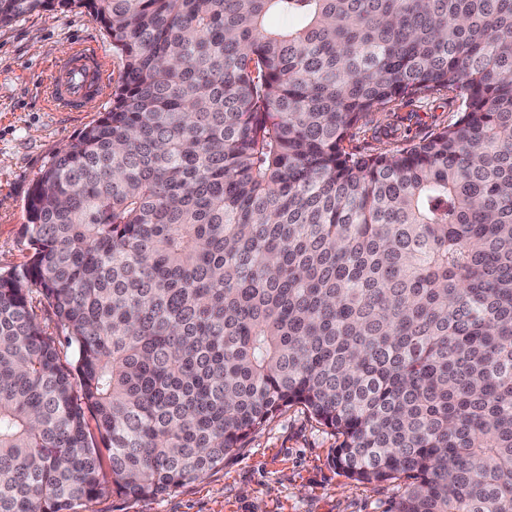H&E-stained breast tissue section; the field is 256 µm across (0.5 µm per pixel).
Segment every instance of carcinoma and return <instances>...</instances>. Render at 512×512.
<instances>
[{
    "mask_svg": "<svg viewBox=\"0 0 512 512\" xmlns=\"http://www.w3.org/2000/svg\"><path fill=\"white\" fill-rule=\"evenodd\" d=\"M57 4L122 69L0 275V512L161 496L293 405L348 478L405 480L389 512H512V0H0V25ZM435 94L454 123L365 150Z\"/></svg>",
    "mask_w": 512,
    "mask_h": 512,
    "instance_id": "obj_1",
    "label": "carcinoma"
}]
</instances>
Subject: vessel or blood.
<instances>
[{
    "label": "vessel or blood",
    "mask_w": 512,
    "mask_h": 512,
    "mask_svg": "<svg viewBox=\"0 0 512 512\" xmlns=\"http://www.w3.org/2000/svg\"><path fill=\"white\" fill-rule=\"evenodd\" d=\"M112 82V68L103 51L81 45L61 55L49 68L47 96L52 107L79 110L91 97L103 96Z\"/></svg>",
    "instance_id": "obj_1"
}]
</instances>
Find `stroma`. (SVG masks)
Segmentation results:
<instances>
[{
  "mask_svg": "<svg viewBox=\"0 0 512 512\" xmlns=\"http://www.w3.org/2000/svg\"><path fill=\"white\" fill-rule=\"evenodd\" d=\"M74 43L101 47L113 71H120L104 27L86 10L58 8L0 26V274L30 258L24 228L34 179L112 104L106 95L86 101L78 112L46 109L47 69ZM458 116L456 104L438 96L421 103L400 133L418 139ZM338 444L335 433L295 405L226 455L223 466L193 482L155 498L111 492L79 512H388L402 482L348 479L334 462Z\"/></svg>",
  "mask_w": 512,
  "mask_h": 512,
  "instance_id": "obj_1",
  "label": "stroma"
}]
</instances>
